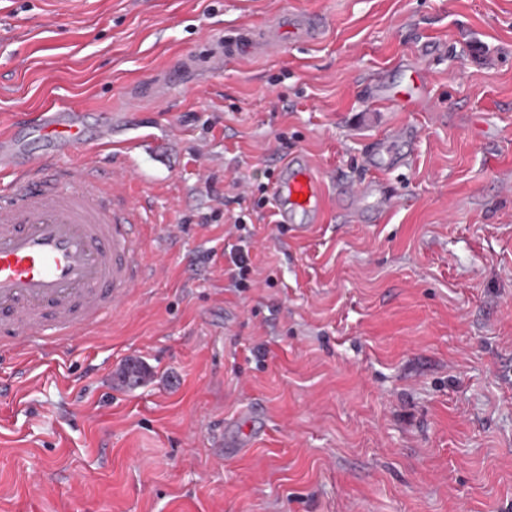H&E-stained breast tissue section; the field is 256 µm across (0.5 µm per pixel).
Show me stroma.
<instances>
[{"mask_svg": "<svg viewBox=\"0 0 512 512\" xmlns=\"http://www.w3.org/2000/svg\"><path fill=\"white\" fill-rule=\"evenodd\" d=\"M291 11L321 35L270 45ZM408 69L425 108L372 101ZM49 106L145 202L147 276L0 355V512H512V0H0V133ZM399 124L382 223L259 206L295 154L370 178Z\"/></svg>", "mask_w": 512, "mask_h": 512, "instance_id": "stroma-1", "label": "stroma"}]
</instances>
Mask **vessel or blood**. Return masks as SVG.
<instances>
[{"instance_id":"obj_1","label":"vessel or blood","mask_w":512,"mask_h":512,"mask_svg":"<svg viewBox=\"0 0 512 512\" xmlns=\"http://www.w3.org/2000/svg\"><path fill=\"white\" fill-rule=\"evenodd\" d=\"M373 95L379 102L418 108L427 85L413 72L392 86L374 84ZM24 133L46 147L35 166L12 163V181L0 186V344L11 343L20 352L50 338L91 333L127 303L142 277L136 206L94 165L63 159L65 149L83 140L81 117L41 116L25 130L0 136V152L11 153ZM416 136L415 127L403 126L373 142L365 155L372 178L343 189L341 203L357 209L370 202L385 212L392 197L381 176L407 166L395 146ZM272 195L280 217L301 212L315 220L323 212L324 187L307 158L283 165Z\"/></svg>"}]
</instances>
